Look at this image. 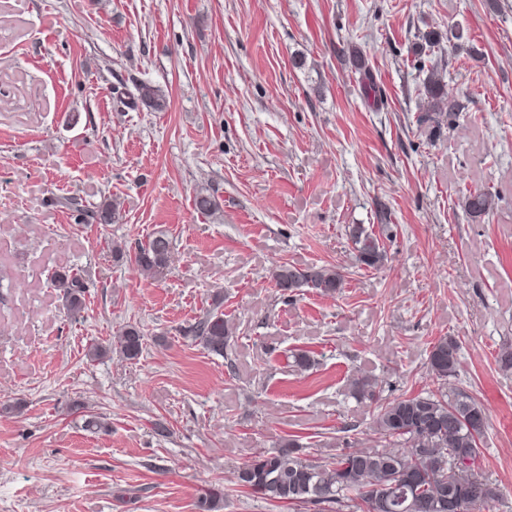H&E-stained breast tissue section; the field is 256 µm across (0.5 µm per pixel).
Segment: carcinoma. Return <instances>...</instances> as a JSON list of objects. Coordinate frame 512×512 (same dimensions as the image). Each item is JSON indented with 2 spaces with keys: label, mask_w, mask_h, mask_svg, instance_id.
<instances>
[{
  "label": "carcinoma",
  "mask_w": 512,
  "mask_h": 512,
  "mask_svg": "<svg viewBox=\"0 0 512 512\" xmlns=\"http://www.w3.org/2000/svg\"><path fill=\"white\" fill-rule=\"evenodd\" d=\"M418 70L426 72L422 81L427 111L418 116L421 124L453 123L463 105L445 97L438 63ZM140 102L155 112L168 108L166 95L157 87L142 83L138 87ZM495 199L486 190L465 194L463 208L470 218L480 219L493 211ZM196 209L204 214L219 209L211 194L195 197ZM88 224H114L119 219L115 204L105 201L93 210H81ZM355 262L359 266L379 269L386 251L375 233L356 224L349 230ZM172 248L169 239L157 235L138 246L134 262L139 272L155 279L169 268ZM274 286L289 297L311 292L335 296L345 288V275L336 266H296L282 263L271 275ZM68 315L81 317L88 285L81 274L58 270L51 276ZM180 334L191 338L207 351L224 355L232 337L229 320L224 318L221 302ZM144 333L135 324L118 329L107 344L92 342L86 356L96 361L116 352L125 360L135 361L142 354ZM460 343L441 336L431 344L428 374L435 388L392 400L382 397L378 380L355 372L350 376L353 394L373 407V433L380 448H355L324 462H313L299 454L295 439H285L276 451H261L235 474L234 485L260 494L269 500L288 504L324 505L336 512H447L448 495L462 491L461 512H492L502 500L499 486L483 476L479 469L480 443L487 426L483 406L471 395L450 386L458 376ZM395 485L385 508L377 506L382 486ZM224 492L210 488L198 501L201 512H216Z\"/></svg>",
  "instance_id": "cac0c4a2"
}]
</instances>
